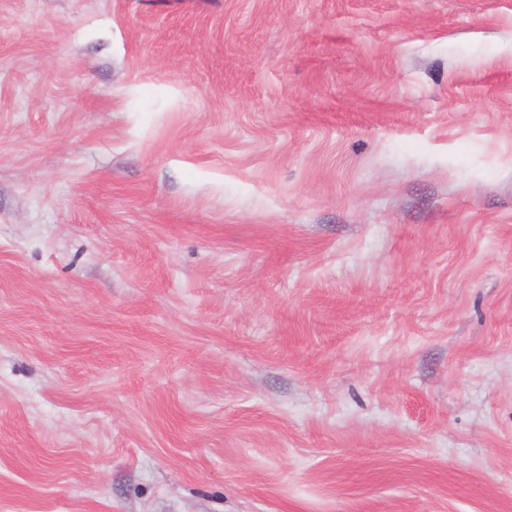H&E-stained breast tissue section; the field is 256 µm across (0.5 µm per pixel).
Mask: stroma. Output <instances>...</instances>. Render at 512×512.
Returning a JSON list of instances; mask_svg holds the SVG:
<instances>
[{"mask_svg": "<svg viewBox=\"0 0 512 512\" xmlns=\"http://www.w3.org/2000/svg\"><path fill=\"white\" fill-rule=\"evenodd\" d=\"M0 512H512V0H0Z\"/></svg>", "mask_w": 512, "mask_h": 512, "instance_id": "stroma-1", "label": "stroma"}]
</instances>
